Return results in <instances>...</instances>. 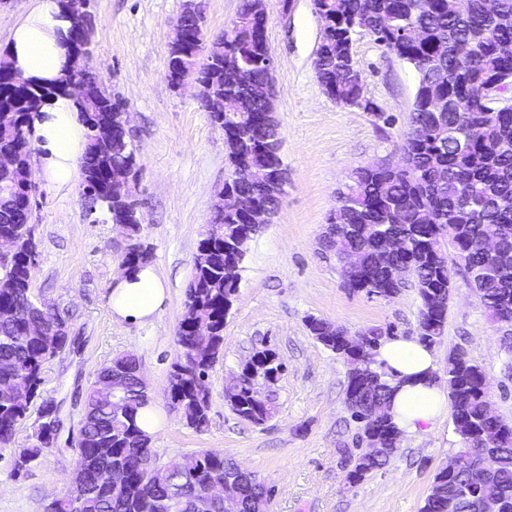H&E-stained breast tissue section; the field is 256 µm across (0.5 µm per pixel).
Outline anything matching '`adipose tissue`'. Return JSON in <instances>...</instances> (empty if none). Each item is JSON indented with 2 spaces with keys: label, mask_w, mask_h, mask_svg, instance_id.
Returning a JSON list of instances; mask_svg holds the SVG:
<instances>
[{
  "label": "adipose tissue",
  "mask_w": 512,
  "mask_h": 512,
  "mask_svg": "<svg viewBox=\"0 0 512 512\" xmlns=\"http://www.w3.org/2000/svg\"><path fill=\"white\" fill-rule=\"evenodd\" d=\"M71 22L61 0H37L36 7L11 29L8 53L24 77L53 82L70 67L64 40ZM32 138L38 151L39 177L67 186L80 177L87 139L72 96L58 94L31 115ZM167 287L152 265L121 273L112 283L106 305L114 322L145 326L160 314ZM376 359L394 380L392 414L406 434L434 423L448 404V394L433 378L432 349L419 339H385Z\"/></svg>",
  "instance_id": "obj_1"
}]
</instances>
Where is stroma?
<instances>
[{
  "label": "stroma",
  "mask_w": 512,
  "mask_h": 512,
  "mask_svg": "<svg viewBox=\"0 0 512 512\" xmlns=\"http://www.w3.org/2000/svg\"><path fill=\"white\" fill-rule=\"evenodd\" d=\"M182 7L183 0H89L87 63L130 113L138 146L140 241L167 283L169 300L151 325L113 322L106 295L123 269L124 230L105 212L88 209L81 184L57 188L37 181L32 290L67 318L75 343L44 366L41 395L58 404L64 420L56 443L18 475L9 462L31 447V422L0 450V512H44L52 499L69 493L81 397L97 371L126 352L138 357L163 418L152 439L158 464L200 449L232 457L273 488L272 512H419L436 472L461 448L451 414L404 436L385 469L348 486L340 450L357 432L344 405L348 365L305 326L314 316L352 336L373 326L392 328L397 337L417 333L414 286L388 299L353 291L340 265L322 257L319 241L356 168L400 161L419 75L374 36L359 34L353 58L372 107L337 103L315 74L322 22L313 0H292L286 10L272 0L266 36L288 187L278 213L249 243L224 321V347L209 372V424L197 432L172 410L167 376L178 354L176 332L201 232L229 167L224 132L195 88L175 89L166 78L168 44ZM458 346L488 372L492 408L511 424L512 353L459 275L444 334L433 347L437 370ZM265 349L275 353L282 371L261 388L273 396L275 413L255 426L233 413L224 385Z\"/></svg>",
  "instance_id": "stroma-1"
}]
</instances>
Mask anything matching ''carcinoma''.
<instances>
[{
	"label": "carcinoma",
	"instance_id": "cac0c4a2",
	"mask_svg": "<svg viewBox=\"0 0 512 512\" xmlns=\"http://www.w3.org/2000/svg\"><path fill=\"white\" fill-rule=\"evenodd\" d=\"M326 7L332 29L316 64L320 84L331 87L338 103L365 98L364 85L348 77L351 48L360 33L375 36L419 74L411 128L402 145L404 165H367L354 170L338 192L337 206L321 238V250L355 258L348 287L367 295L394 296L409 281L420 297L418 336L429 346L440 341L447 322L454 275H462L480 299L504 348L512 352V107L483 95L487 77L512 74V0H315ZM261 21L247 8L239 13L227 62L240 64V77L224 82V61L204 44L203 18L187 20V39L179 56L168 53L172 78L194 74L203 85V108L224 129L231 167L246 162L259 168L282 165L281 134L264 125L268 111L266 72L248 56ZM472 48L473 68L451 84L442 74L453 69L457 50ZM68 71L57 83L43 85L22 76L9 56H0V153L11 154L15 166L0 170V308L13 315L0 318V447L10 444L16 428L29 417L43 384L45 363L64 351L71 336L59 310L31 288L36 245L29 220L32 194L26 184L33 147L29 114L44 100L69 92ZM87 147L82 158V189L91 207L128 226L130 241L139 244L135 201L117 203L110 187L116 176L136 173L135 146L125 130L124 103L105 89L79 100ZM224 193L253 195L279 209V192L262 182L224 181ZM260 230L231 209H218L205 225L177 330L179 353L171 366L167 394L173 409L199 431L208 423V373L224 343V303L237 292L240 265L248 242ZM396 237L403 250L387 253L380 239ZM497 241L489 252L478 246ZM396 265L409 270L407 281L393 283ZM311 336L337 356L348 359V332L334 323L308 317ZM386 331L373 327L359 348L366 375L349 369L344 404L357 424L355 447L342 448L346 483L357 486L389 465L399 433L393 421L392 381L376 361ZM251 373L238 374L224 386V399L240 418L258 426L273 414L272 399L261 396L258 381L276 365L267 352L253 355ZM141 367L131 353L102 367L85 393L75 443L77 476L70 494L52 500L46 512H224V500L209 496L208 482L228 479L240 488L236 512H270L273 489L232 458L194 451L175 466L159 465L152 437L137 424L139 409L150 403L140 381ZM455 434L468 455L484 465L482 486L473 491L467 471L454 475L440 469L421 512H512V426L488 411L490 379L485 370L458 347L448 353L445 368ZM123 378L115 399L97 394V380ZM61 421L51 399L41 402L33 425L35 444L11 458L14 473L30 468L42 449L56 440ZM110 472V479L99 474Z\"/></svg>",
	"mask_w": 512,
	"mask_h": 512
}]
</instances>
